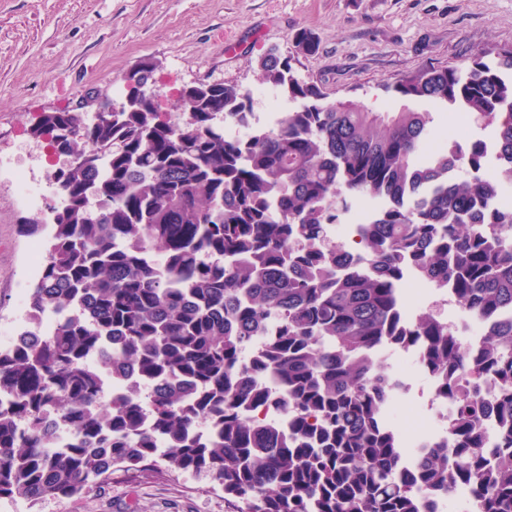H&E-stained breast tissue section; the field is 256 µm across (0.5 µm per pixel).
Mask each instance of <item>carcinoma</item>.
<instances>
[{
  "label": "carcinoma",
  "instance_id": "1",
  "mask_svg": "<svg viewBox=\"0 0 512 512\" xmlns=\"http://www.w3.org/2000/svg\"><path fill=\"white\" fill-rule=\"evenodd\" d=\"M258 68L288 102L272 124L251 90L203 82L183 88L173 123L146 81L120 112H44L31 127L73 163L55 176L65 206L27 340L0 352V497L33 508L86 493L154 462L163 441L173 470L210 475L235 512H430L435 489L461 486L481 512H512V239L499 233L512 208H488L505 186L480 141L424 154L433 114L414 108L493 127L512 176V46L404 76L388 87L394 112L327 101L275 49ZM228 119L247 136L224 132ZM358 199L374 209L357 239L328 245ZM410 268L485 321L477 348L433 308L405 313ZM385 344L418 345L451 402L448 442L415 471L384 423ZM131 373L151 391L102 402L105 380ZM274 393L286 430L256 414Z\"/></svg>",
  "mask_w": 512,
  "mask_h": 512
}]
</instances>
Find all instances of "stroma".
<instances>
[{"label":"stroma","instance_id":"35a3bbf8","mask_svg":"<svg viewBox=\"0 0 512 512\" xmlns=\"http://www.w3.org/2000/svg\"><path fill=\"white\" fill-rule=\"evenodd\" d=\"M314 42L300 50L298 33ZM512 46V0H0V329L24 324L19 292L40 274L23 224L57 199L40 140V113L92 112L115 80L155 62L162 96L200 82L261 87L269 49L329 100L384 112L388 85L426 66L444 68ZM42 180V198L15 189L16 170ZM203 473L156 460L146 472L116 470L73 498L29 507L0 498V512H231Z\"/></svg>","mask_w":512,"mask_h":512}]
</instances>
